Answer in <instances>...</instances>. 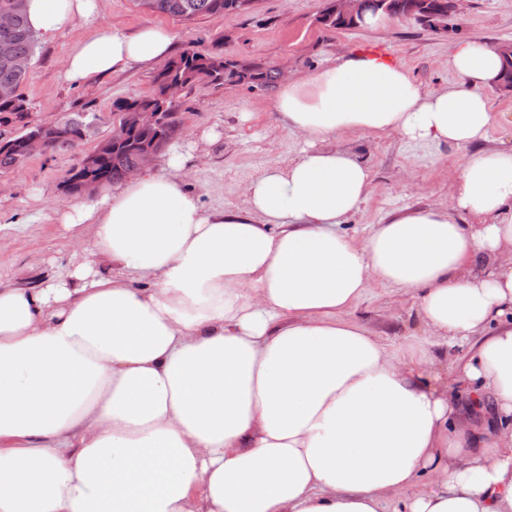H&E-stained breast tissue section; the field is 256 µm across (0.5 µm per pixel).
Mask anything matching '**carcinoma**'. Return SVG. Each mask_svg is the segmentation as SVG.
I'll list each match as a JSON object with an SVG mask.
<instances>
[{
	"instance_id": "obj_1",
	"label": "carcinoma",
	"mask_w": 512,
	"mask_h": 512,
	"mask_svg": "<svg viewBox=\"0 0 512 512\" xmlns=\"http://www.w3.org/2000/svg\"><path fill=\"white\" fill-rule=\"evenodd\" d=\"M146 11L193 20L201 15H224L233 12L234 0H136ZM0 14L9 16L10 22L0 27V43L10 44L14 56L32 59L37 49V35L29 26L26 0H0ZM232 63L224 58V52L215 45L210 49L187 48L160 66L152 77V93L139 98H118L112 101V120L122 122L123 114L144 105L159 104L165 86L179 83L185 94L205 86H246L251 90L270 91L275 88L279 76L274 65L259 60L248 72L231 69ZM27 73L13 69L0 61V86L21 87ZM183 101L169 102L162 109L163 122L150 129H129L124 139L113 142L98 154L95 166L72 168L63 186L71 194H81L83 180L91 176L100 182L111 184L126 178L130 168L138 161L139 152L145 147L164 150L179 139L184 126ZM27 103L23 96L11 101L0 100V127L15 124L27 115ZM93 124L89 113L75 112L62 120L41 122L43 126L59 128L51 141L49 156L68 151L76 142L84 140ZM28 133L26 124L10 137L12 146L0 149V171L10 170L23 158V138Z\"/></svg>"
}]
</instances>
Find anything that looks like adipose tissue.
I'll return each mask as SVG.
<instances>
[{
	"label": "adipose tissue",
	"mask_w": 512,
	"mask_h": 512,
	"mask_svg": "<svg viewBox=\"0 0 512 512\" xmlns=\"http://www.w3.org/2000/svg\"><path fill=\"white\" fill-rule=\"evenodd\" d=\"M27 15L51 38L98 0ZM174 43L98 25L62 75L148 67ZM450 65L440 90L358 50L287 76L273 109L301 149L244 207L204 206L178 145L53 204L80 261L0 284V512H512V147L467 157L447 204L341 229L372 183L344 134L487 138L499 54L465 41ZM377 286L415 307L393 349L350 316ZM468 342L448 369L437 347Z\"/></svg>",
	"instance_id": "adipose-tissue-1"
}]
</instances>
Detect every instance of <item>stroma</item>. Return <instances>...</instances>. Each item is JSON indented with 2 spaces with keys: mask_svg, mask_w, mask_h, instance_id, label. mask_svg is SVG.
I'll list each match as a JSON object with an SVG mask.
<instances>
[{
  "mask_svg": "<svg viewBox=\"0 0 512 512\" xmlns=\"http://www.w3.org/2000/svg\"><path fill=\"white\" fill-rule=\"evenodd\" d=\"M322 0H258L254 12L206 15L191 21L150 14L134 0H99V19L127 32L146 24L170 28L177 50L194 45L221 44L225 56L255 57L269 63L287 62L295 74H310L348 50L379 51L403 63L428 89L455 82L449 59L462 40L496 44L512 40V0H469L452 31L439 33L412 19H388L385 25L326 31L315 23ZM93 25L81 22L51 40H40L21 92L30 122L50 120L72 112L97 114L99 121L78 147L54 157L36 156L22 167L0 173V282L30 285L65 270L76 260L69 232L42 199L66 201L62 182L80 156L109 130L112 103L144 95L152 88L153 69H132L73 86L61 74V61L75 40L90 36ZM486 96L498 113L488 138L460 150L448 145L405 143L398 135L345 136L344 146L359 150L372 169L373 189L361 210L343 226L361 236L391 211L423 209L448 200L466 155L512 146V94L488 88ZM275 95L243 86L206 88L188 95V131L216 128L220 137L198 146L204 159L195 167L191 190L208 207L243 206L245 181L274 161L286 162L299 151L298 140L277 122ZM411 302L391 290L373 288L354 308L353 318L375 335L400 343L407 332Z\"/></svg>",
  "mask_w": 512,
  "mask_h": 512,
  "instance_id": "35a3bbf8",
  "label": "stroma"
}]
</instances>
